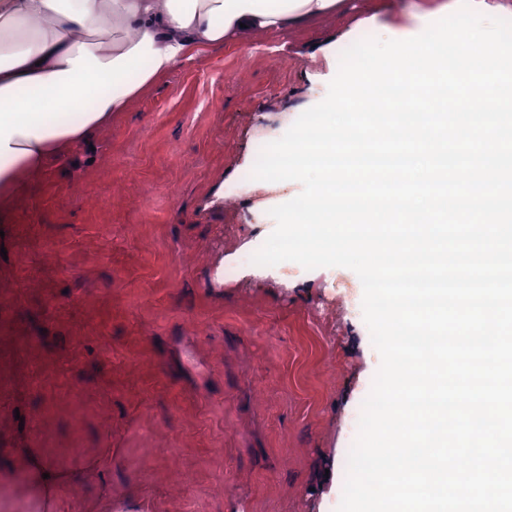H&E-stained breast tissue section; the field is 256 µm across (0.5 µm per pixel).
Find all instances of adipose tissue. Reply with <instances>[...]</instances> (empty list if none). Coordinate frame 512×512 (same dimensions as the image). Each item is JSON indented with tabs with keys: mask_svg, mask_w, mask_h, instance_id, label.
<instances>
[{
	"mask_svg": "<svg viewBox=\"0 0 512 512\" xmlns=\"http://www.w3.org/2000/svg\"><path fill=\"white\" fill-rule=\"evenodd\" d=\"M345 0H0V212L48 164L111 123L190 48L309 27ZM33 508L59 485L26 462Z\"/></svg>",
	"mask_w": 512,
	"mask_h": 512,
	"instance_id": "adipose-tissue-1",
	"label": "adipose tissue"
}]
</instances>
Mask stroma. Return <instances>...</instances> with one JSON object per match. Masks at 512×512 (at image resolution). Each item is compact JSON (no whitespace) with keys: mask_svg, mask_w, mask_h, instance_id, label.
Segmentation results:
<instances>
[{"mask_svg":"<svg viewBox=\"0 0 512 512\" xmlns=\"http://www.w3.org/2000/svg\"><path fill=\"white\" fill-rule=\"evenodd\" d=\"M378 3L193 52L0 217V512H28L32 457L63 476L51 512H338L380 366L359 277L215 269L275 228L239 178L262 115L296 121L433 0Z\"/></svg>","mask_w":512,"mask_h":512,"instance_id":"obj_1","label":"stroma"}]
</instances>
